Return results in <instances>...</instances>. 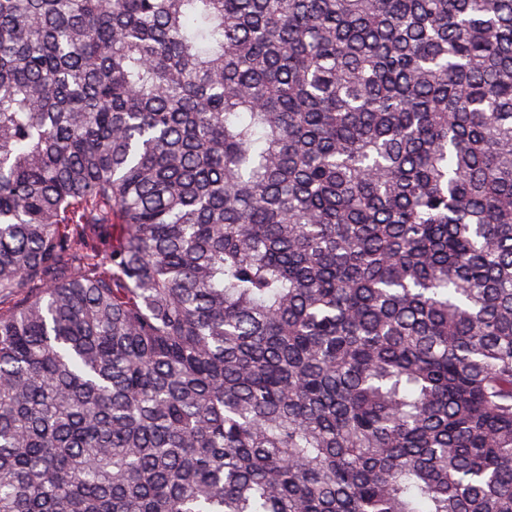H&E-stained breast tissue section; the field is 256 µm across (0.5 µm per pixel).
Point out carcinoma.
Here are the masks:
<instances>
[{"label": "carcinoma", "mask_w": 512, "mask_h": 512, "mask_svg": "<svg viewBox=\"0 0 512 512\" xmlns=\"http://www.w3.org/2000/svg\"><path fill=\"white\" fill-rule=\"evenodd\" d=\"M0 512H512V0H0Z\"/></svg>", "instance_id": "obj_1"}]
</instances>
